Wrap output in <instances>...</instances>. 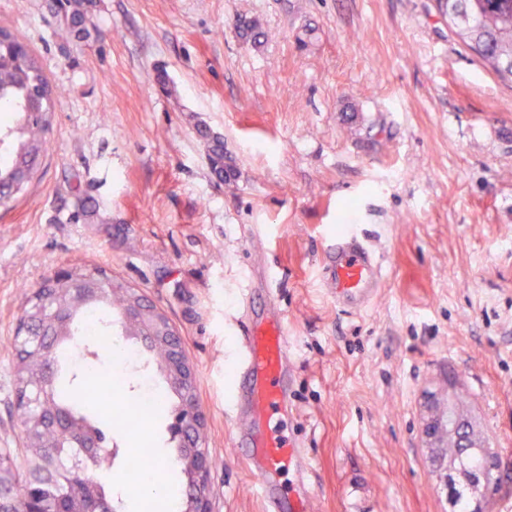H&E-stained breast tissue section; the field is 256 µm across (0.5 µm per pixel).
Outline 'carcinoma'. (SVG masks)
Here are the masks:
<instances>
[{
  "label": "carcinoma",
  "instance_id": "obj_1",
  "mask_svg": "<svg viewBox=\"0 0 512 512\" xmlns=\"http://www.w3.org/2000/svg\"><path fill=\"white\" fill-rule=\"evenodd\" d=\"M70 8L68 34L87 35L83 0H66ZM448 26L503 80L512 81V0H439ZM238 29L246 40L259 44L267 38L256 20L240 16ZM58 90L45 78L36 58L10 32L0 29V206L8 204L23 186L18 173L31 181L48 152L47 134ZM209 143L212 172L231 182L236 173L224 155V143L205 127L197 128ZM128 336L140 343V359L165 385L157 410L170 412L181 425L184 384L175 376L171 341H180L169 318L136 289L112 277L106 268L80 258L68 264V276L47 272L27 294L15 335L3 343L14 356L18 416L23 447L0 453L15 469L19 484H27L29 469L38 460L51 466L42 484L29 495L38 512H123L112 493V468L119 455L112 441V414L91 398L100 352L112 355V337ZM96 440L101 447L86 455L80 444ZM169 455L181 466L185 494L179 512H194L199 477L194 468L198 449L171 440ZM466 471L483 477L491 492H499L492 468L498 451L487 445L466 452L449 442L439 449ZM452 507L467 512L469 487L448 485Z\"/></svg>",
  "mask_w": 512,
  "mask_h": 512
}]
</instances>
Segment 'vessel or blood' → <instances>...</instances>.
Here are the masks:
<instances>
[{
    "mask_svg": "<svg viewBox=\"0 0 512 512\" xmlns=\"http://www.w3.org/2000/svg\"><path fill=\"white\" fill-rule=\"evenodd\" d=\"M321 275L338 307L361 311L379 292L381 255L357 234L345 232L330 238ZM264 296V310L250 318L240 336L229 384L233 440L255 479L264 512H313L312 461L282 426L291 407L292 358L286 318L277 308L273 288H265ZM284 472L293 475V487L280 482Z\"/></svg>",
    "mask_w": 512,
    "mask_h": 512,
    "instance_id": "vessel-or-blood-1",
    "label": "vessel or blood"
}]
</instances>
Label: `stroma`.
Masks as SVG:
<instances>
[{"label": "stroma", "mask_w": 512, "mask_h": 512, "mask_svg": "<svg viewBox=\"0 0 512 512\" xmlns=\"http://www.w3.org/2000/svg\"><path fill=\"white\" fill-rule=\"evenodd\" d=\"M248 12L270 32L240 38ZM61 40L58 0H0V28L57 87L36 178L0 207V340L25 295L75 258L111 269L178 330L206 416L212 512H262L233 441L228 383L245 291L273 267L295 366L288 433L314 512H451L431 476L422 394H466L512 502V84L438 0H90ZM164 73L175 86L156 81ZM237 169L227 185L196 134ZM98 205L94 220L81 202ZM384 258L377 300L337 307L331 234ZM0 349V448L22 445ZM62 1V0H60ZM64 5L66 3L70 8L69 16H68V34L73 35L75 38L80 39L87 35V16L86 12L83 9V1L82 0H66L62 1ZM197 134L209 143L208 161L212 172L224 181H233L236 176L235 168L231 160L224 155V143L219 138L211 136L206 127L198 126Z\"/></svg>", "instance_id": "35a3bbf8"}]
</instances>
